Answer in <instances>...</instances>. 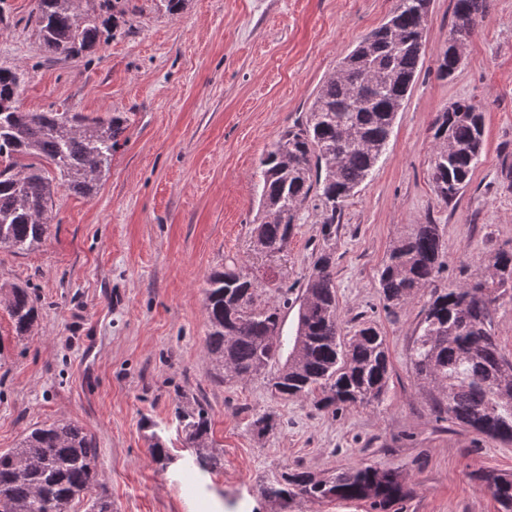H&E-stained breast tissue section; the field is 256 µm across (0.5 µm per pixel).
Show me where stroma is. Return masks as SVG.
<instances>
[{"label":"stroma","instance_id":"35a3bbf8","mask_svg":"<svg viewBox=\"0 0 512 512\" xmlns=\"http://www.w3.org/2000/svg\"><path fill=\"white\" fill-rule=\"evenodd\" d=\"M395 3L184 0L171 15L162 0H126L109 41L51 59L29 21L35 0H0V66L23 70L24 108L129 118L96 194L59 191L38 249L0 248V287L27 286L39 309L20 338L0 304V450L35 426L78 423L97 444L115 512H373L366 501L260 496L264 481L298 464L325 477L360 465L395 471L410 494L389 512H498L477 476L512 474V443L437 420L409 360L429 293L386 310L378 273L412 224L440 227L442 287L512 249V0H488L448 80L436 71L454 2L430 0L423 67L331 236L309 204L286 251L252 247L263 155ZM462 98L485 113V147L468 188L445 203L430 179L431 125ZM325 244L344 333L373 323L392 361L381 403L336 413L278 399L262 374L224 379L205 346L212 271L233 260L296 298ZM196 399L222 456L211 473L193 465L174 417L178 402ZM264 412L277 427L261 436L250 422ZM158 442L168 466L153 458Z\"/></svg>","mask_w":512,"mask_h":512}]
</instances>
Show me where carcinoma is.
Wrapping results in <instances>:
<instances>
[{"instance_id":"1","label":"carcinoma","mask_w":512,"mask_h":512,"mask_svg":"<svg viewBox=\"0 0 512 512\" xmlns=\"http://www.w3.org/2000/svg\"><path fill=\"white\" fill-rule=\"evenodd\" d=\"M486 12V0H455L454 24L441 53L438 77L454 75L461 57L451 53L470 41ZM34 24L46 53L82 57L101 37L108 20L78 11L77 0H37ZM419 0H396L386 22L363 38L330 75L308 112L286 127L262 160L254 244L269 255L282 252L310 198L317 200L325 230L344 202L366 180L382 154L398 112L422 64ZM24 77L0 66V248L32 250L45 240L59 189L92 195L112 164V151L128 117L23 108ZM435 150L430 177L437 196L455 200L472 180L484 142V115L463 98L437 113L431 127ZM444 242L437 224H412L392 246L379 271L386 308H395L422 289L430 298L410 352L414 373L438 389L433 410L450 421L502 442H512V361L492 333V311L512 298V249L485 261L488 275L439 288ZM295 335L282 332L288 292L267 297L265 285L236 264L207 279L206 349L216 366L237 378L274 367L271 390L282 400L311 396L316 409L344 410L382 399L390 379L386 340L362 324L342 336L332 254L322 250L306 280ZM16 335L38 317L36 298L12 285L3 297ZM178 428L194 464L203 472L221 465L211 420L200 405L177 406ZM97 448L83 427L56 421L32 428L14 448L0 451V512H72L87 500L86 512H112L99 492ZM481 489L512 512V475L487 471ZM267 498L292 502L369 500L385 510L407 496L399 476L376 466H354L319 477L302 466L273 475Z\"/></svg>"}]
</instances>
